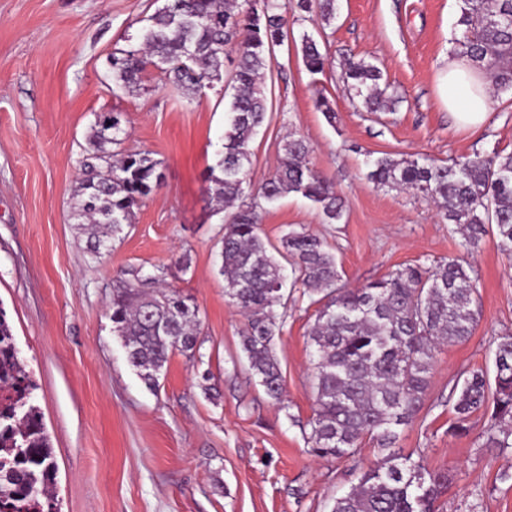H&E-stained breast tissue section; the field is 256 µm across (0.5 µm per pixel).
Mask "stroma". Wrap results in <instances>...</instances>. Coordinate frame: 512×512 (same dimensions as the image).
<instances>
[{
    "mask_svg": "<svg viewBox=\"0 0 512 512\" xmlns=\"http://www.w3.org/2000/svg\"><path fill=\"white\" fill-rule=\"evenodd\" d=\"M163 4L0 0V308L37 385L34 403L56 463L57 510L331 512L334 498L386 451L368 439L346 458L311 452L315 308L308 298L289 293L275 338L282 402L248 370L245 320L218 272L222 217L206 195L224 143V82L193 95L170 89L156 71L139 93L112 83L113 53L137 46ZM458 19L456 0H338L329 26L293 24L292 39L267 63L269 114L251 144L252 181L274 171L292 134L306 141L345 211L329 224L304 197H283L261 212L264 239L276 245L300 227L317 234L349 288L464 254L461 235L430 198L367 177L371 161L386 153L449 164L476 152H512V91L492 94L476 129L456 124L438 93ZM306 32L326 57L315 74L297 43ZM350 59L383 70L399 99L394 110L359 107L342 80ZM321 95L335 120L317 109ZM112 112L124 117L122 150L159 160L162 185L97 256L73 206L95 121ZM472 262L478 325L465 343L438 349L423 405L399 427L394 451L451 475L440 512H512V448L487 445L499 421L481 411L466 434L450 432L457 380L491 366L497 339L512 333V258L490 233ZM136 269L162 272L193 299L201 320L195 358L173 353L153 390L128 364L110 319L113 280ZM208 386L216 396L205 395Z\"/></svg>",
    "mask_w": 512,
    "mask_h": 512,
    "instance_id": "35a3bbf8",
    "label": "stroma"
}]
</instances>
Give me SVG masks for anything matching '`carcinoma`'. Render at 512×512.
<instances>
[{"mask_svg":"<svg viewBox=\"0 0 512 512\" xmlns=\"http://www.w3.org/2000/svg\"><path fill=\"white\" fill-rule=\"evenodd\" d=\"M461 29L452 43L472 62L493 67L491 82L512 90V0H458ZM294 11L330 23L336 0H296ZM288 38L279 0H165L150 18L141 43L112 56V81L137 91L149 69L175 89L194 93L227 78L232 87L225 112L223 151L209 169L214 212H227L221 240L220 274L229 302L246 317L241 345L251 374L266 394L282 402V373L273 351L284 318L274 306L284 299L283 266L261 235L262 203L300 194L333 224L343 215L334 186L308 161L309 148L290 137L274 172L251 186L250 145L267 119L263 86L267 58ZM307 68L323 69L319 43L305 34ZM232 68L224 69V60ZM344 82L368 112L389 108L394 95L381 68L365 60L345 63ZM121 115H102L91 137L94 152L73 216L92 238L93 252L110 247L122 226L134 222L143 198L160 184V162L148 153L121 158L105 149L121 144ZM377 186L405 189L434 200L464 240L478 248L486 226L496 230L501 253L512 256V153H475L451 165L384 155L371 162ZM276 252L289 261L292 287L317 306L309 340L317 405L310 422L312 452L344 458L364 438L392 447L396 427L408 425L423 405L436 349L465 342L477 325L472 266L464 260L430 267L407 265L356 290L340 285L336 256L328 243L304 228L285 233ZM112 332L127 361L150 389L170 355L193 358L200 348L196 305L162 277L131 272L112 288ZM452 433L468 431L470 417L488 406L504 424L495 448L512 447V336L499 338L493 370L468 372L456 384ZM35 386L16 349L0 308V499L10 512H33L36 500L53 491L54 464L37 407ZM448 474L431 473L410 457L389 455L363 474L358 485L335 498L331 512H438L435 502Z\"/></svg>","mask_w":512,"mask_h":512,"instance_id":"cac0c4a2","label":"carcinoma"}]
</instances>
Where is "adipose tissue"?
<instances>
[{
  "mask_svg": "<svg viewBox=\"0 0 512 512\" xmlns=\"http://www.w3.org/2000/svg\"><path fill=\"white\" fill-rule=\"evenodd\" d=\"M439 89L455 120L467 126L482 124L489 111V82L481 68L466 57L449 56Z\"/></svg>",
  "mask_w": 512,
  "mask_h": 512,
  "instance_id": "adipose-tissue-1",
  "label": "adipose tissue"
}]
</instances>
